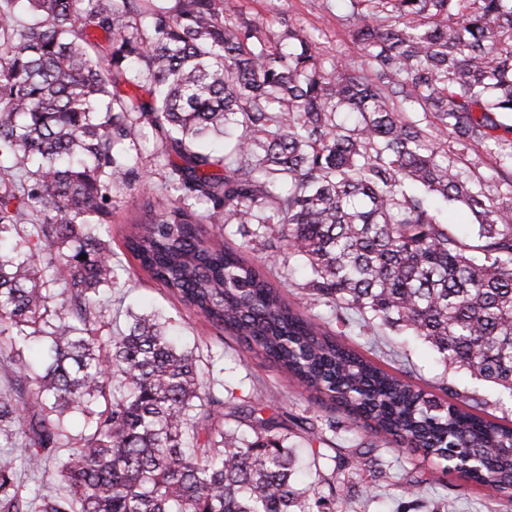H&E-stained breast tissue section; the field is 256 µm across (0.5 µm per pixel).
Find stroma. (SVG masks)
I'll use <instances>...</instances> for the list:
<instances>
[{
  "mask_svg": "<svg viewBox=\"0 0 512 512\" xmlns=\"http://www.w3.org/2000/svg\"><path fill=\"white\" fill-rule=\"evenodd\" d=\"M242 15L262 27L272 38L283 32L282 20L293 21L305 33L319 38L331 61L357 64L363 53L350 31V24L337 0H239ZM146 185L136 181L118 185L112 194V248H123V237L129 223L138 213L144 199ZM270 281L282 289L286 299L303 313L322 311L321 302L314 300L304 288L307 271L301 266H290L287 257H280L267 270ZM108 317L113 328L126 323V310L137 313H160L170 317L180 328L187 349L198 350L202 368L212 370L214 378L223 380L226 389L235 396H249L256 387L263 386L273 393L271 409L292 415L288 425V445L294 448L306 474L315 481L319 496L324 497L328 512H397L404 498L400 491L402 468H392L390 482L376 487L375 498L363 494L365 485L372 483L368 465L374 460L389 462L383 449L372 447L371 438L352 425L343 413H330L317 403L301 384L285 380L271 362L244 351L234 336L217 340L214 328L204 318L185 308L139 268H132L124 287L113 289L108 304ZM331 329L356 350L380 363L393 373L403 375L427 390H435L440 382H448L457 391L473 392L485 403L490 416L501 422L512 421V398L500 388L481 384L462 371L447 370L439 363L430 347L409 335L386 333L377 343H370L368 334L358 329L331 322ZM315 419L335 417L336 430L327 434L321 455H313L306 446L304 433L295 418L299 415ZM362 459L366 467L349 474L345 483L329 488L326 479L335 463ZM409 465L416 470L434 475L436 482L422 494L426 506L421 512H512V502L494 496L486 486L459 478L446 470L444 464L422 454H413Z\"/></svg>",
  "mask_w": 512,
  "mask_h": 512,
  "instance_id": "35a3bbf8",
  "label": "stroma"
}]
</instances>
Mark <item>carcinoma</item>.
<instances>
[{"label": "carcinoma", "mask_w": 512, "mask_h": 512, "mask_svg": "<svg viewBox=\"0 0 512 512\" xmlns=\"http://www.w3.org/2000/svg\"><path fill=\"white\" fill-rule=\"evenodd\" d=\"M343 2L358 65L325 64L292 23L270 43L234 0H0V512L320 505L262 391L224 394L154 319H105L125 269L110 197L143 173L144 128L159 180L124 237L139 267L395 461L421 450L512 502V426L339 342L266 273L286 251L344 325L405 331L512 394V0ZM475 148L495 198L460 166ZM206 224L252 225L264 256Z\"/></svg>", "instance_id": "1"}]
</instances>
